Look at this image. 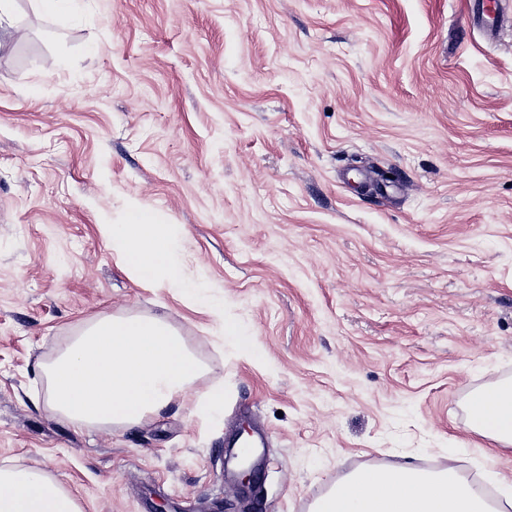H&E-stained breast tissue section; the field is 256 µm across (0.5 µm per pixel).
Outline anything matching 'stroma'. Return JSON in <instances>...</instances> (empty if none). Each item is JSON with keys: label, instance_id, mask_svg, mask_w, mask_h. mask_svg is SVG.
Returning <instances> with one entry per match:
<instances>
[{"label": "stroma", "instance_id": "obj_1", "mask_svg": "<svg viewBox=\"0 0 512 512\" xmlns=\"http://www.w3.org/2000/svg\"><path fill=\"white\" fill-rule=\"evenodd\" d=\"M468 0H82L0 17V466L83 512H311L366 466L484 473L512 383V21ZM170 224L223 317L117 261ZM158 316L203 372L140 423L76 427L44 367L92 322ZM254 338L245 356L224 335ZM224 390V411L199 402ZM266 436L259 494L224 450ZM41 10L66 22L75 21L80 14L81 0H37ZM472 434L488 439V460L500 453L512 452V385H499L484 390L469 408Z\"/></svg>", "mask_w": 512, "mask_h": 512}]
</instances>
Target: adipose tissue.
<instances>
[{
	"label": "adipose tissue",
	"mask_w": 512,
	"mask_h": 512,
	"mask_svg": "<svg viewBox=\"0 0 512 512\" xmlns=\"http://www.w3.org/2000/svg\"><path fill=\"white\" fill-rule=\"evenodd\" d=\"M120 262L147 283L203 302L175 256L169 225L132 209L106 227ZM202 367L179 333L157 317L92 323L48 364L51 408L75 425L141 422L188 388ZM472 434L490 440L487 458L512 452V385L484 390L470 404ZM0 512H82L77 497L40 469L0 467ZM314 512H493L455 468L427 475L410 466L364 469L320 498Z\"/></svg>",
	"instance_id": "1"
}]
</instances>
